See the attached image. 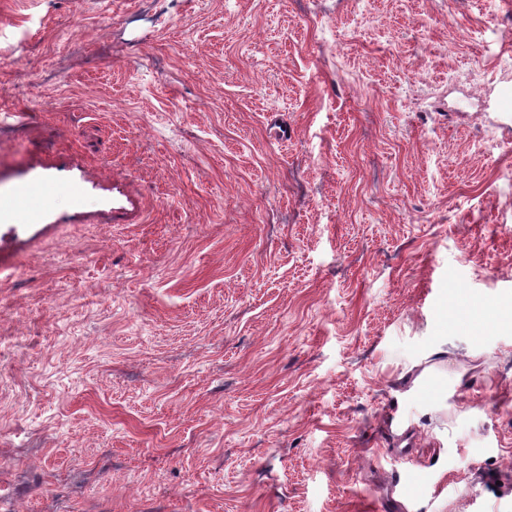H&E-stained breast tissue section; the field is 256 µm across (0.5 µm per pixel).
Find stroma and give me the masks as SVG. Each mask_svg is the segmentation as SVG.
<instances>
[{"label": "stroma", "mask_w": 512, "mask_h": 512, "mask_svg": "<svg viewBox=\"0 0 512 512\" xmlns=\"http://www.w3.org/2000/svg\"><path fill=\"white\" fill-rule=\"evenodd\" d=\"M507 84L512 0H0V512H512Z\"/></svg>", "instance_id": "obj_1"}]
</instances>
